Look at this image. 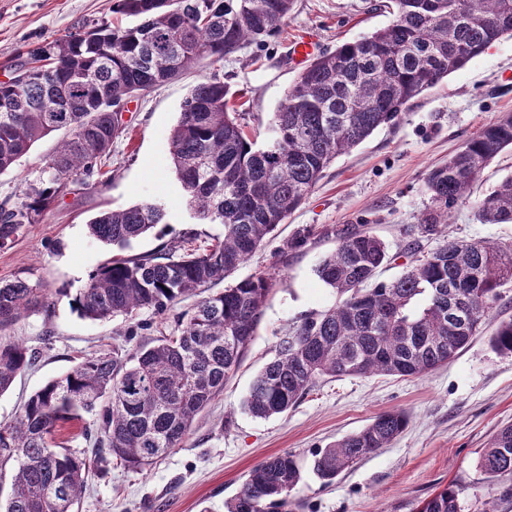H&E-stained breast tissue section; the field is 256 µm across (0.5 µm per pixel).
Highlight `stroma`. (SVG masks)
<instances>
[{"label": "stroma", "mask_w": 512, "mask_h": 512, "mask_svg": "<svg viewBox=\"0 0 512 512\" xmlns=\"http://www.w3.org/2000/svg\"><path fill=\"white\" fill-rule=\"evenodd\" d=\"M379 0H295L280 31L264 45H249L224 58V80L243 91L246 123L257 143L302 71L290 45L313 31L321 50L387 26L392 16ZM113 0H0V80L19 48H29L83 23L112 16ZM199 59L178 79L135 99L125 115L129 132L112 147L110 178L65 197L37 224L25 225L10 247L0 249V279L25 277L51 296L50 312H35L9 328L37 355L31 368L0 394V422L11 420L24 401L62 376L83 357L120 344L123 318L79 317L69 297L112 254L94 238L88 222L100 212L141 202L161 205L168 222L133 240L129 253L155 249L162 238L195 232L219 235L220 224L193 217L171 159V134L189 91L212 72ZM512 113V38L503 37L462 69L409 103L402 119L378 128L351 153L326 169L306 201L249 260L232 281L264 272L275 279L256 333L223 393L200 414L183 447L137 472L119 461L90 474L77 512H225L248 472L288 452L310 462L313 452L357 432L375 416L401 411L405 431L391 444L344 471L333 484L303 469L295 493L299 512H413L419 501L451 483L464 485L463 512H479L489 483L479 458L490 436L512 423V356L496 353L489 337L512 318V291L492 309L484 329L448 365L416 378L391 376L325 378L284 414L252 417L241 404L258 372L276 355L289 330L338 301L316 275L338 243L336 232L365 226L384 240L390 260L378 275L389 282L412 263L404 244L420 239L430 251L454 237L512 244V224H480L471 205L453 209L449 226L421 236L419 218L429 204L425 177L481 127ZM59 142L46 137L16 167L0 175V201L18 202L36 183ZM310 230L297 249L285 243Z\"/></svg>", "instance_id": "1"}]
</instances>
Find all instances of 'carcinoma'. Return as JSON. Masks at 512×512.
I'll return each mask as SVG.
<instances>
[{
	"label": "carcinoma",
	"instance_id": "obj_1",
	"mask_svg": "<svg viewBox=\"0 0 512 512\" xmlns=\"http://www.w3.org/2000/svg\"><path fill=\"white\" fill-rule=\"evenodd\" d=\"M294 0H114L112 13L133 17L80 27L18 53L10 68L25 79L0 81V174L38 140L64 132L39 181L16 204L0 203V248L36 224L64 198V180L82 184L104 175L112 145L126 131L118 111L178 77L201 55L223 64L247 44L280 31ZM393 21L344 41L299 74L269 125L261 147L220 69L185 98L172 134V161L188 206L201 224L224 235L198 247L185 240L151 252L115 254L89 275L72 299L86 319L132 318L143 309L172 316L168 335L82 358L32 394L11 421L0 422V468L15 465L0 512H74L89 462L53 441L56 428L92 417L82 435L132 470L182 447L197 415L221 392L255 334L274 279L255 275L202 297L183 299L224 282L263 245L312 192L336 157L383 125L401 119L408 103L462 69L503 36H512V0H388ZM512 147V113L482 127L425 180L430 207L421 231L448 223L469 201L473 184ZM481 224L512 223V175L473 207ZM165 223L164 208L142 202L103 211L88 224L99 241L123 250ZM339 244L316 275L339 297L307 316L283 338L275 358L253 381L244 409L256 418L283 414L318 380L341 377H422L455 359L477 336L512 283V245L450 240L389 283H373L388 247L360 226L338 230ZM38 283L0 281V332L49 310ZM491 348L512 356V319L501 321ZM35 353L0 335V393L32 366ZM401 411L376 416L360 431L314 455L312 470L331 484L345 470L389 447L407 426ZM479 466L488 481L512 477V424L498 429ZM301 480L288 453L254 466L226 512H288ZM462 488L451 483L416 512H461Z\"/></svg>",
	"mask_w": 512,
	"mask_h": 512
}]
</instances>
